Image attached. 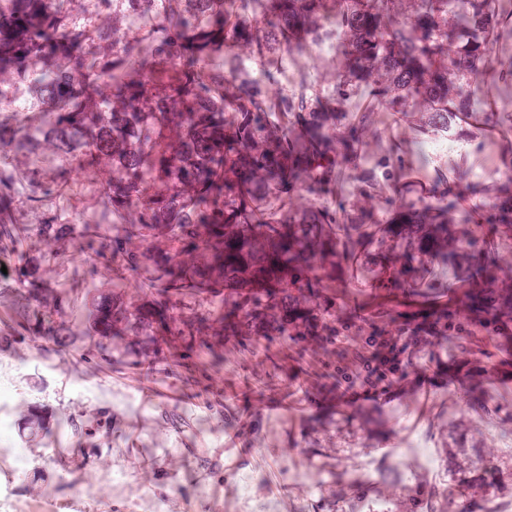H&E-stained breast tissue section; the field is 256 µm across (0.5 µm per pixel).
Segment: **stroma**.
<instances>
[{
	"label": "stroma",
	"mask_w": 512,
	"mask_h": 512,
	"mask_svg": "<svg viewBox=\"0 0 512 512\" xmlns=\"http://www.w3.org/2000/svg\"><path fill=\"white\" fill-rule=\"evenodd\" d=\"M275 67L286 88L302 81L312 87L336 110L339 124L365 98L361 88L348 100L337 98L335 54L287 56ZM488 142L494 152L485 150ZM416 151L420 170L451 178L465 169L467 203L485 208L501 180L497 158L512 154V131L495 125L460 131L452 145L434 151L423 140ZM65 166L51 152L0 158V171L19 189L34 172L45 184H56ZM51 206L77 211L87 224L107 221L97 177L65 189ZM14 215L26 229L15 251L41 256L44 278L66 290L69 317L81 325L89 298L75 282L89 265L87 256L68 259L44 248L36 233L41 211L20 202ZM376 277L368 262L344 269L336 282L337 303L368 318L384 304L420 316L445 303L448 291H464L461 273L442 265L432 267L429 285L403 293L375 287ZM86 342L79 337L62 353L46 339L0 341V382L15 393L5 418L28 462L21 476L12 458L0 456V496L9 499L10 512H153L157 497L167 499L168 512H212L219 504L225 512H406L409 486L430 496L433 512H448L438 488L448 480L452 448L478 461L488 449H498V497L512 502L507 353L478 357L473 383L452 369L456 349L444 342L436 358L416 361L408 380L390 394L351 404L340 396L327 400L330 381L322 356L278 336L257 337L255 348L245 352L225 342L220 372L193 389L163 372L152 382L140 381L122 358L110 370H87L81 363ZM356 407L375 411L379 425L364 429L351 415ZM82 411L111 421V434L74 436L65 420ZM35 413L49 422L51 433L32 430ZM92 452L99 460L90 468L85 457ZM368 466L376 470L375 483L361 493L355 480ZM116 471L125 472V479L113 481ZM312 472L325 478L332 494L304 487V475Z\"/></svg>",
	"instance_id": "stroma-1"
}]
</instances>
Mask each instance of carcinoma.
I'll list each match as a JSON object with an SVG mask.
<instances>
[{
  "label": "carcinoma",
  "mask_w": 512,
  "mask_h": 512,
  "mask_svg": "<svg viewBox=\"0 0 512 512\" xmlns=\"http://www.w3.org/2000/svg\"><path fill=\"white\" fill-rule=\"evenodd\" d=\"M75 2L0 8V84L31 73L33 57L43 82L36 122L0 123V150L61 155L69 162L61 191L72 174L103 179L108 229L58 223L46 203L53 190L35 173L26 195L43 209L42 242L71 244L91 260L83 283L106 284L92 296L86 365L110 370L118 355L144 378L159 368L198 385L190 368L199 351L214 352L217 368L226 338L249 350L255 336H291L327 358V377L365 378L369 367L333 362L336 337L397 336L414 321L391 307L368 319L336 305V268L370 240L391 261L379 279L391 292L421 271L424 254L462 268L465 300L418 324L457 341L456 364L473 361V338L494 346L507 335L512 293L499 286L495 237L512 230V179L500 204L466 210L442 175L409 187L415 158L401 148L378 156L371 145L391 120L418 142L488 119L483 67L497 30L512 22V0H466L464 9L455 0H266L255 21L252 0H96L81 21ZM330 19L342 36L336 92L345 97L362 82L371 98L343 129L307 86L283 93L275 77L260 83L238 68L244 57L265 64L305 53ZM219 54L222 67L212 65ZM496 103L512 106V71ZM348 167L354 192L313 206ZM388 181L404 193L384 194ZM11 191L0 177V245L16 237ZM9 270L19 284V312L4 321L13 339L66 346L75 338L66 293L47 287L34 255L18 254ZM216 296L221 316L212 313ZM448 473V512H457L471 488L498 487L500 466L486 461L469 474L450 458Z\"/></svg>",
  "instance_id": "1"
}]
</instances>
